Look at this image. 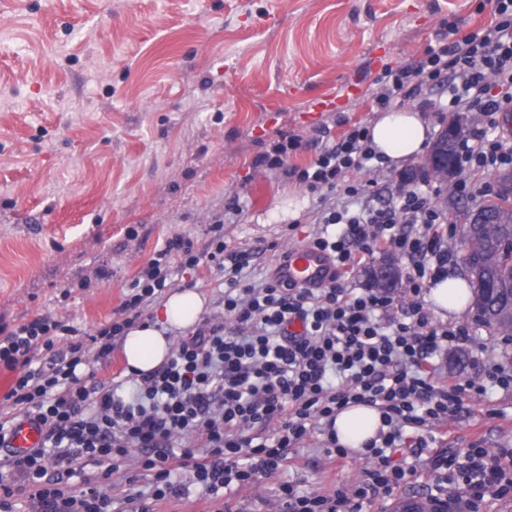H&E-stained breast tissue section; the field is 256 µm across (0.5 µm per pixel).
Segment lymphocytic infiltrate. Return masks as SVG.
Masks as SVG:
<instances>
[{
  "mask_svg": "<svg viewBox=\"0 0 512 512\" xmlns=\"http://www.w3.org/2000/svg\"><path fill=\"white\" fill-rule=\"evenodd\" d=\"M492 3L493 26L466 35L449 26L447 43L386 69L376 96L380 108H396L409 99V85L444 78L448 111L483 115L484 128L468 131L458 147L457 191L472 199L490 193L482 174L512 165V142L488 135L498 114L512 109V0ZM300 144L296 137L276 142L257 164L281 171L318 197L373 191L374 182L344 179L376 157L367 128L323 146L308 167H289L288 156ZM397 200L390 208L358 213L329 208L323 231L310 240L336 260L337 274L323 288L294 287L275 277L261 285L242 283L248 256L226 253L219 222L199 245L179 235L169 238L129 286L118 317L89 341L79 340L78 327L50 315L10 329L0 326V366L17 374L4 396L12 412L0 415V512H15V497L23 490L31 512H112V477L132 458L148 473L153 490L148 496L126 494L123 512H155L159 502L179 497V468L214 496L234 483H255L276 472L287 449L299 447L315 430L326 436L327 455L342 459L349 451L337 441L335 420L351 404L376 407L383 422L365 445L368 467L358 497L388 496L401 486L407 470L395 454L405 448L425 458L438 494L465 491L471 512H480L485 497L512 494V465L479 445L453 456L423 454L434 426L466 412L487 385L512 387V371L482 362L473 377L435 379L436 362L448 348L472 341L467 326L437 325L425 302L429 282L451 259L441 244L448 216L427 188L401 189ZM335 224L341 232L329 233ZM408 224L420 225V232H405ZM382 247L410 262L404 297L346 284L355 267ZM203 261L224 277L223 319L204 318L149 373L88 384L92 361L109 359L147 304L170 287L173 263L191 269ZM58 338L66 347L45 357ZM23 420L38 424L43 439L40 447L17 455L11 439ZM185 439L194 450L174 454ZM85 459L96 464L97 480L69 488L67 478ZM279 507L351 509L344 493L302 495L290 484L280 490Z\"/></svg>",
  "mask_w": 512,
  "mask_h": 512,
  "instance_id": "1",
  "label": "lymphocytic infiltrate"
}]
</instances>
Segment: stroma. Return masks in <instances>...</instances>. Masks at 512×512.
I'll list each match as a JSON object with an SVG mask.
<instances>
[{
    "label": "stroma",
    "mask_w": 512,
    "mask_h": 512,
    "mask_svg": "<svg viewBox=\"0 0 512 512\" xmlns=\"http://www.w3.org/2000/svg\"><path fill=\"white\" fill-rule=\"evenodd\" d=\"M493 21L486 0H0V326L53 314L94 334L168 237L204 240L219 217L229 249L251 254L248 280L271 276L327 205L256 158L296 136L288 163L307 166L376 117L385 67L422 58L449 24ZM325 96L334 107L311 111ZM235 197L243 211L226 218ZM294 197L307 201L295 223L281 212ZM173 286L221 315L209 265L177 269ZM460 321L473 341L449 349L445 372L512 360L472 312ZM434 435L451 452L511 450L512 388L488 387ZM364 469L327 457L314 431L278 471L220 500L178 471L183 494L159 510L273 512L283 485L350 494Z\"/></svg>",
    "instance_id": "obj_1"
}]
</instances>
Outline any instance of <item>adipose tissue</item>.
<instances>
[{
  "label": "adipose tissue",
  "instance_id": "ef3b65f1",
  "mask_svg": "<svg viewBox=\"0 0 512 512\" xmlns=\"http://www.w3.org/2000/svg\"><path fill=\"white\" fill-rule=\"evenodd\" d=\"M432 129L420 112L389 110L369 126L371 145L389 166H402L420 158L430 145ZM205 307L193 289L171 292L163 300L158 319L128 330L122 344L127 369L143 373L162 365L171 354V335L194 325ZM382 426L381 412L372 406L352 404L338 413L336 433L340 444L360 450L375 438Z\"/></svg>",
  "mask_w": 512,
  "mask_h": 512
}]
</instances>
